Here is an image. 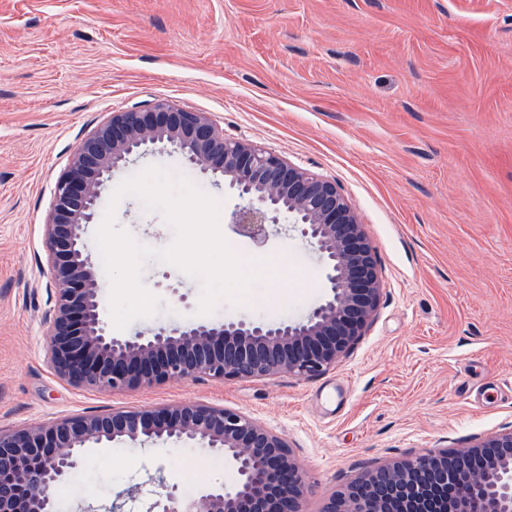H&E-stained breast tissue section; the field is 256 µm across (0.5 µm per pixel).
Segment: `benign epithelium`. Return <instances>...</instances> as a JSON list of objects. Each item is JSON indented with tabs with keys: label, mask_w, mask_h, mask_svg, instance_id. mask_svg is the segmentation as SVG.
Segmentation results:
<instances>
[{
	"label": "benign epithelium",
	"mask_w": 512,
	"mask_h": 512,
	"mask_svg": "<svg viewBox=\"0 0 512 512\" xmlns=\"http://www.w3.org/2000/svg\"><path fill=\"white\" fill-rule=\"evenodd\" d=\"M172 151L224 180L241 203L233 231L256 244L285 216L317 246L330 288L297 323H188L145 335L114 336L102 303L100 270L84 236L112 172L149 151ZM43 248L54 302L46 314L45 356L73 386L115 392L183 380L313 379L347 355L374 319L382 282L375 247L335 183L250 143L228 140L206 112L167 101L111 112L72 154L54 190ZM116 439L202 443L224 452L232 486L185 498L160 485L145 512H307L306 473L288 439L226 406L181 403L109 410L0 430V512H54L52 490L86 448ZM454 488L457 512H512V425L468 446L430 449L375 466L333 492L323 512H438L423 504Z\"/></svg>",
	"instance_id": "obj_1"
}]
</instances>
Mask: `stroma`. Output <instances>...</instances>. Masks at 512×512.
Listing matches in <instances>:
<instances>
[{
  "instance_id": "obj_1",
  "label": "stroma",
  "mask_w": 512,
  "mask_h": 512,
  "mask_svg": "<svg viewBox=\"0 0 512 512\" xmlns=\"http://www.w3.org/2000/svg\"><path fill=\"white\" fill-rule=\"evenodd\" d=\"M165 99L229 140L336 183L376 248L383 291L354 349L314 379L181 381L100 393L61 381L44 352L53 290L42 246L55 184L113 111ZM221 202L242 257L282 258L245 307L213 323L303 321L327 293L320 252L286 224L234 234L239 203L209 173L156 152ZM118 228L162 249L174 231L127 197ZM162 314L126 335L197 321L201 285L148 261ZM184 402L238 409L290 440L308 510L371 466L512 425V0H0V428ZM206 463L197 468L193 459ZM221 452L170 441L86 449L56 512H142L159 485H232Z\"/></svg>"
}]
</instances>
